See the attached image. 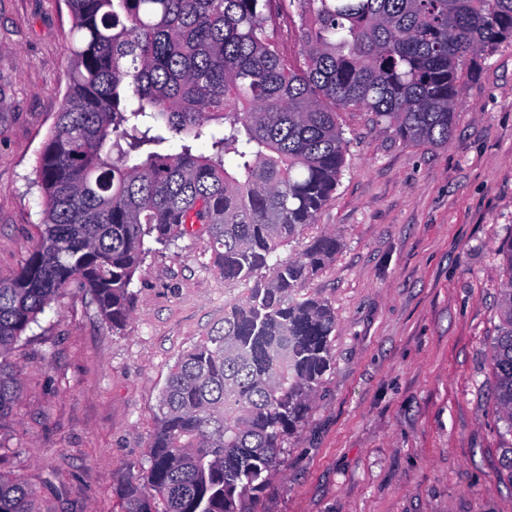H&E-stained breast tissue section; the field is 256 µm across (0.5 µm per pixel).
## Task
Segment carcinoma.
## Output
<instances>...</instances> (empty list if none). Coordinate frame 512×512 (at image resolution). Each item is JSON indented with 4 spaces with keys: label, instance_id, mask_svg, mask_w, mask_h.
Segmentation results:
<instances>
[{
    "label": "carcinoma",
    "instance_id": "obj_1",
    "mask_svg": "<svg viewBox=\"0 0 512 512\" xmlns=\"http://www.w3.org/2000/svg\"><path fill=\"white\" fill-rule=\"evenodd\" d=\"M285 2L300 18L296 66L267 28ZM67 4V93L33 181L44 219L19 272L0 282V422L22 391L13 347L64 288L79 281L120 329L145 238L167 245L199 224L211 266L251 288L170 369L124 512H251L331 367L336 317L307 284L336 256V235L276 252L336 191L347 153L338 109L406 141L448 143L465 63L512 39V0ZM198 140L208 152L193 151ZM499 255L494 401L512 434V239ZM30 496L0 473V512H31Z\"/></svg>",
    "mask_w": 512,
    "mask_h": 512
}]
</instances>
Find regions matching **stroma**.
I'll list each match as a JSON object with an SVG mask.
<instances>
[{"label": "stroma", "mask_w": 512, "mask_h": 512, "mask_svg": "<svg viewBox=\"0 0 512 512\" xmlns=\"http://www.w3.org/2000/svg\"><path fill=\"white\" fill-rule=\"evenodd\" d=\"M66 0H0V281L36 242L33 170L66 90ZM464 76L446 145L398 138L344 109L346 167L299 241H340L309 291L336 315L334 365L253 512H512L491 353L512 236V41ZM205 231L153 245L113 329L71 283L11 359L22 393L0 422V472L32 512H122L145 467L171 366L224 324L246 285L209 264Z\"/></svg>", "instance_id": "stroma-1"}]
</instances>
